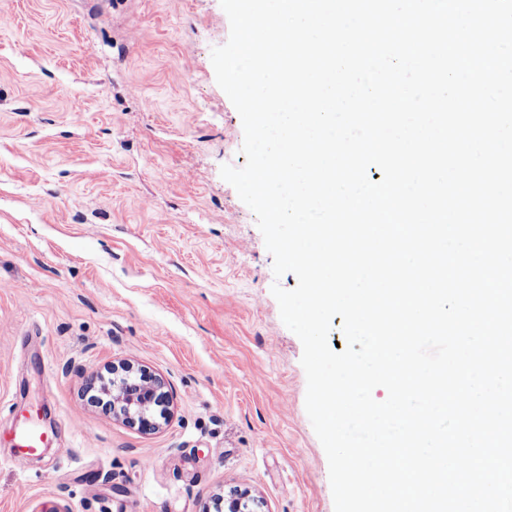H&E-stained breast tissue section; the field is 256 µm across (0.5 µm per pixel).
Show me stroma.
I'll use <instances>...</instances> for the list:
<instances>
[{
  "mask_svg": "<svg viewBox=\"0 0 512 512\" xmlns=\"http://www.w3.org/2000/svg\"><path fill=\"white\" fill-rule=\"evenodd\" d=\"M220 0H0V512H334L273 257L221 174L242 120L216 82ZM169 384L146 434L84 385ZM42 406L25 471L7 438Z\"/></svg>",
  "mask_w": 512,
  "mask_h": 512,
  "instance_id": "1",
  "label": "stroma"
}]
</instances>
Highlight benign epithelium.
<instances>
[{
	"label": "benign epithelium",
	"instance_id": "obj_1",
	"mask_svg": "<svg viewBox=\"0 0 512 512\" xmlns=\"http://www.w3.org/2000/svg\"><path fill=\"white\" fill-rule=\"evenodd\" d=\"M123 375L112 379V416L144 433L160 428L152 416V408L168 400L166 380L155 373L130 363L112 366V373ZM255 503L242 494L225 501V512H257Z\"/></svg>",
	"mask_w": 512,
	"mask_h": 512
}]
</instances>
